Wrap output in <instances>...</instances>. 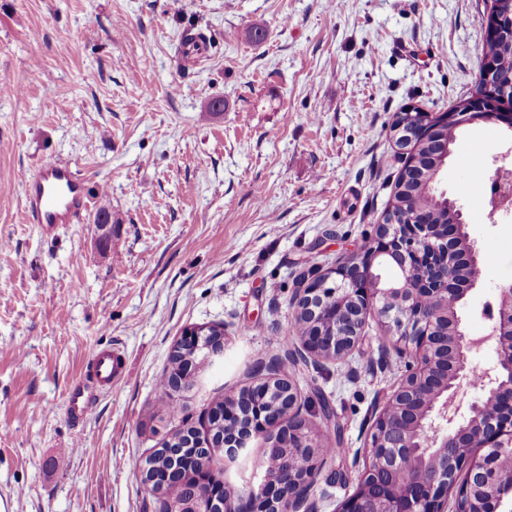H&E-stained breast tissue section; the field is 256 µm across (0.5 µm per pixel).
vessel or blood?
<instances>
[{"label": "vessel or blood", "mask_w": 512, "mask_h": 512, "mask_svg": "<svg viewBox=\"0 0 512 512\" xmlns=\"http://www.w3.org/2000/svg\"><path fill=\"white\" fill-rule=\"evenodd\" d=\"M24 214L28 223L39 225L44 235H52L58 225L70 224L88 207L89 189L79 174L53 158L40 164L37 177L21 179ZM94 384L75 382L68 391V411L73 419L87 414L97 389L123 379L127 372L125 354L117 349L92 356Z\"/></svg>", "instance_id": "1"}]
</instances>
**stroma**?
I'll list each match as a JSON object with an SVG mask.
<instances>
[{
	"instance_id": "35a3bbf8",
	"label": "stroma",
	"mask_w": 512,
	"mask_h": 512,
	"mask_svg": "<svg viewBox=\"0 0 512 512\" xmlns=\"http://www.w3.org/2000/svg\"><path fill=\"white\" fill-rule=\"evenodd\" d=\"M486 11L487 0H0V81L20 89L0 94V512H145L134 463L167 433L145 414L166 400L176 341L224 329L223 361L168 400L195 426L214 399L267 377L258 362L298 341L297 275L362 247L386 213L403 166L393 115L473 92ZM188 30L206 42L187 56ZM217 98L223 110L209 111ZM48 156L90 188L80 221L49 237L26 223L19 184ZM473 162L511 168L512 136L466 129L438 176L479 251L460 309L479 337L512 284V223L489 217L484 185L465 178ZM381 340L373 318L347 359L287 370L309 430L342 449L335 482L315 488L320 512L355 490L372 405L398 385L397 368L372 365ZM115 345L126 378L73 423L69 388ZM267 446L254 438L214 474L247 498Z\"/></svg>"
}]
</instances>
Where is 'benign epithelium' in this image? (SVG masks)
<instances>
[{
	"mask_svg": "<svg viewBox=\"0 0 512 512\" xmlns=\"http://www.w3.org/2000/svg\"><path fill=\"white\" fill-rule=\"evenodd\" d=\"M489 9L494 19L486 39L511 41L500 23L512 18V0H489ZM478 83L467 110L413 112L414 125L396 127L403 155L434 119L466 128L494 122L512 132V74L483 53ZM448 207L450 224H430L413 213L394 217L377 225L356 253L297 282L294 304L303 331L293 353L299 362L318 369L346 358L377 314L384 342L376 366L389 367L390 340L403 366L398 388L374 406L367 461L355 491L336 512H507L512 502V285L500 288L489 315L496 358L481 372L480 394L448 426V400L474 371L459 308L478 282L463 271L479 266L463 212L452 199ZM179 342L193 344L212 362L224 355V336L206 327L185 330ZM210 419L224 420V433L186 435L197 485L190 500L169 503V512H318L311 493L328 456L308 431L293 381L275 373L224 397ZM263 433L274 435L268 458L277 477L261 480L259 492L245 502L220 496L208 480L214 448L233 460ZM155 457L153 452L145 459L141 477L159 496L178 474L172 468L158 475Z\"/></svg>",
	"mask_w": 512,
	"mask_h": 512,
	"instance_id": "obj_1",
	"label": "benign epithelium"
}]
</instances>
